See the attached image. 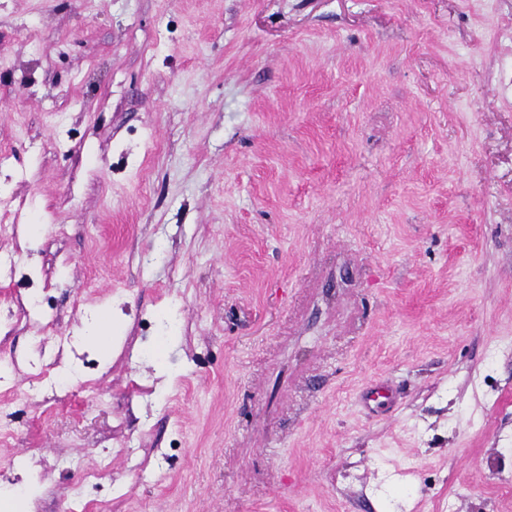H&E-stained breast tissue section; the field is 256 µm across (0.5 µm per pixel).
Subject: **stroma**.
<instances>
[{
	"instance_id": "35a3bbf8",
	"label": "stroma",
	"mask_w": 512,
	"mask_h": 512,
	"mask_svg": "<svg viewBox=\"0 0 512 512\" xmlns=\"http://www.w3.org/2000/svg\"><path fill=\"white\" fill-rule=\"evenodd\" d=\"M0 154V495L512 512V0H0Z\"/></svg>"
}]
</instances>
